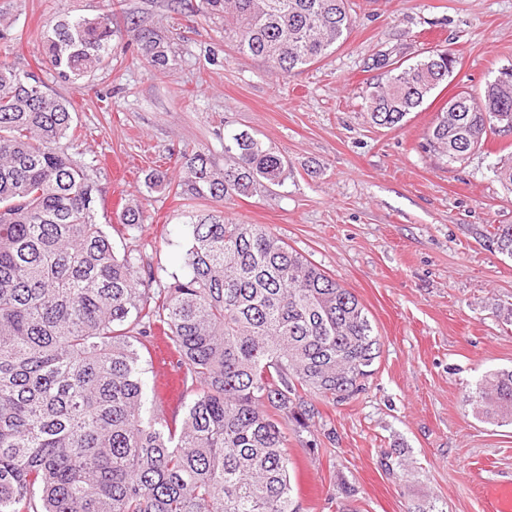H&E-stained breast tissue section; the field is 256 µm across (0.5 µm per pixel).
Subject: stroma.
I'll return each mask as SVG.
<instances>
[{
    "label": "stroma",
    "instance_id": "obj_1",
    "mask_svg": "<svg viewBox=\"0 0 512 512\" xmlns=\"http://www.w3.org/2000/svg\"><path fill=\"white\" fill-rule=\"evenodd\" d=\"M200 0H0L11 24L8 62L39 72L75 109L73 150L97 163L100 223L116 249L143 245L157 281L184 271L185 209L148 191L155 169L177 179L181 153L224 160V138L251 133L285 163L270 193L234 196L226 218L262 224L364 306L381 341L366 388L318 403L288 435L300 512H483V489L512 492V425L477 418L467 394L512 367V258L488 247L512 224V193L490 169L512 135L488 137L462 163L424 152V131L460 91L480 95L512 68V0H352L355 23L326 58L290 74L239 54L224 15ZM111 13L169 42L177 64L156 78L136 45L71 84L41 65L46 25ZM434 48L459 58L447 88L403 125H373L363 93L373 62L416 60ZM145 223L122 227L123 203Z\"/></svg>",
    "mask_w": 512,
    "mask_h": 512
}]
</instances>
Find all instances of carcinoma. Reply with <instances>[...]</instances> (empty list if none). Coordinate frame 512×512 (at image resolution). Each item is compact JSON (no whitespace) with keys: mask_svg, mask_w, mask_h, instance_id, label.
I'll use <instances>...</instances> for the list:
<instances>
[{"mask_svg":"<svg viewBox=\"0 0 512 512\" xmlns=\"http://www.w3.org/2000/svg\"><path fill=\"white\" fill-rule=\"evenodd\" d=\"M224 12L240 53L288 74L330 54L354 18L349 0H203ZM128 39L159 78L175 62L137 24ZM112 15H65L43 32L42 64L76 82L109 64ZM385 79L365 91L380 127L402 124L457 68L454 53L414 64L382 57ZM73 106L41 77L0 62V512H298L288 425L307 427L315 400L363 390L381 343L364 307L261 224L224 217L220 203L282 184L283 161L259 139H224V166L182 155L177 183L155 170L147 188L214 203L187 214L186 273L153 288L141 251L118 252L97 218L98 189L68 153ZM512 122V69L481 98L452 97L421 148L461 162ZM512 191V153L492 168ZM146 221L139 204L126 226ZM512 257V225L487 236ZM177 356L182 419L162 402L144 417L143 352L157 340ZM479 415L512 423V369L469 389Z\"/></svg>","mask_w":512,"mask_h":512,"instance_id":"obj_1","label":"carcinoma"}]
</instances>
